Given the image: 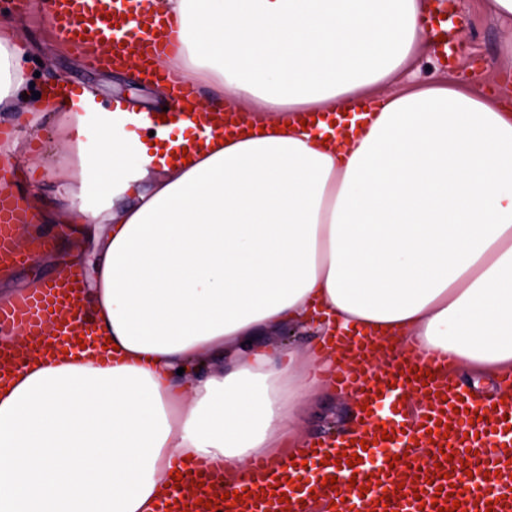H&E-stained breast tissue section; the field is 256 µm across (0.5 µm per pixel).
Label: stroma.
<instances>
[{"label": "stroma", "instance_id": "stroma-1", "mask_svg": "<svg viewBox=\"0 0 512 512\" xmlns=\"http://www.w3.org/2000/svg\"><path fill=\"white\" fill-rule=\"evenodd\" d=\"M458 16L456 50L445 60L438 48L420 55L406 71L396 75L391 90L408 84H425L442 75L460 80L480 78L495 65L504 41L512 39V23L495 16L489 0H451ZM14 19L19 40L26 54L22 60L36 86L68 81L75 92L89 91L103 109H111L115 99L130 101L147 110H161L169 99L145 84L140 73L117 67L94 68L86 54L73 47L56 30L47 10L33 5L19 6L16 0H0V14ZM56 120L44 116L38 128H29L21 144L17 170L25 180L37 182L43 174V161H50L57 173L74 170L76 159L52 153ZM359 411L350 394L326 382L311 399L303 419L305 436L313 442L332 441L337 433L351 429Z\"/></svg>", "mask_w": 512, "mask_h": 512}]
</instances>
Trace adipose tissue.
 I'll return each mask as SVG.
<instances>
[{"mask_svg":"<svg viewBox=\"0 0 512 512\" xmlns=\"http://www.w3.org/2000/svg\"><path fill=\"white\" fill-rule=\"evenodd\" d=\"M176 25L159 71L221 88L235 130L197 137L127 103L29 78L0 20V112H58L78 169L29 191L19 244L69 228L35 263L80 258L83 309L111 340L31 351L0 384V512H157L185 459L235 480L290 440L346 353L300 363L267 336L316 321L412 346L427 360L512 371V39L489 80L384 92L435 42L432 0H155ZM154 131L147 143L127 126ZM101 145L95 156L83 138Z\"/></svg>","mask_w":512,"mask_h":512,"instance_id":"ef3b65f1","label":"adipose tissue"}]
</instances>
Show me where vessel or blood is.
Wrapping results in <instances>:
<instances>
[{"label":"vessel or blood","mask_w":512,"mask_h":512,"mask_svg":"<svg viewBox=\"0 0 512 512\" xmlns=\"http://www.w3.org/2000/svg\"><path fill=\"white\" fill-rule=\"evenodd\" d=\"M51 7L52 21L73 46L108 45V53L92 57L99 65L159 55L170 42L165 19L150 12L151 0H51ZM170 82L183 118L204 131H224L223 113L192 109L187 80L174 75ZM13 179V169L1 166L0 263L8 266L30 260L41 248L35 242L24 249L13 239V227L30 221ZM82 295L83 274L75 262L57 278L0 303V325L35 339L49 327L57 336L78 339L86 333ZM333 380L371 407L382 387L394 395L418 394L417 414L382 422L370 416L353 442L310 449L323 478L336 477L332 488L306 479L293 459L278 467L257 460L229 498L206 465L187 464L189 478L171 512H310L317 500L334 505V512H444L451 505L457 512H512V397L497 405L476 402L456 385L453 371L417 359L409 346L387 371L372 370L364 358L358 367L337 368ZM354 453L361 463L339 466L343 455Z\"/></svg>","instance_id":"vessel-or-blood-1"}]
</instances>
